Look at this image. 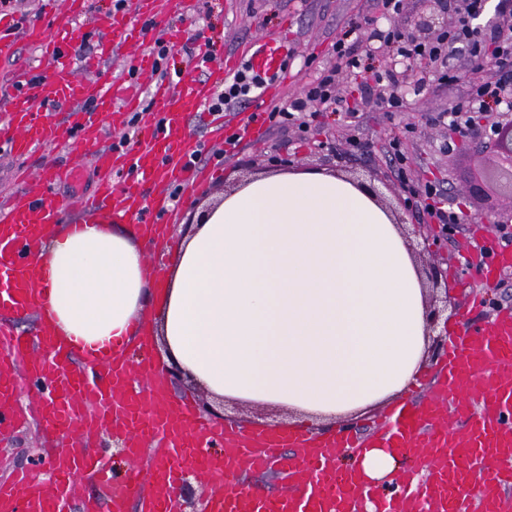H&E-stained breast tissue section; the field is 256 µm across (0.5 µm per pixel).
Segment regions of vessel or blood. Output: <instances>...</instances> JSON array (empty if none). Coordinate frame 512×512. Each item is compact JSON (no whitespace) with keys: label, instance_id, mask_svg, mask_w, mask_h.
Segmentation results:
<instances>
[{"label":"vessel or blood","instance_id":"1","mask_svg":"<svg viewBox=\"0 0 512 512\" xmlns=\"http://www.w3.org/2000/svg\"><path fill=\"white\" fill-rule=\"evenodd\" d=\"M86 4L67 0L64 17L51 28L36 23L21 28L15 15L0 11V61L10 60L23 41L38 48L44 62L0 79V102L7 106L0 143L21 157L76 140L96 171L95 191L79 198V205L111 209L116 224L140 218L143 236L160 243L166 236L161 218L173 212L168 187H196L207 178L193 162L187 121L203 114L235 68L213 61L210 45L200 44L204 77L180 78L174 90L156 85L161 117L146 125L137 148H101L98 113L116 121L138 111L140 102L123 85L76 77L70 47L82 36L78 21ZM174 6V0H130L128 11L100 15L98 47L87 67L137 44L142 35L137 19L156 18ZM244 58L259 71L280 74L288 49L261 40ZM61 104L70 110L67 123L40 119L41 111ZM127 169L135 180L118 181ZM81 171L78 164L45 166L0 208V307L14 316L36 308L39 276L32 258L59 222L57 185L77 180ZM478 250L486 281H499L512 270L511 249L487 239ZM0 344L9 349L0 367V442L11 440L25 421L17 398L29 380L50 388L36 417L54 451L50 479L20 469L0 480V512H100L105 506L125 512L132 500L140 502L141 512H179L173 491L190 469L212 484L207 512H363L368 503L373 512H404L408 503L430 504L431 512H512V314L450 337L434 394L417 407L396 410L394 427L367 440L347 433L317 440L298 429L236 433L233 426L207 422L188 404L172 401L151 362L130 361L108 346L77 352L44 324L29 336L0 326ZM78 355L87 365L104 366L105 379L89 381L73 365ZM103 433L122 439L131 460L147 459L148 475L131 469L114 477L106 461L87 454ZM371 442L409 457L396 492L371 487L357 467L337 466L335 449H363ZM288 447L294 454L286 458L282 451ZM274 467L293 481L289 496L258 498L231 480L244 469ZM86 472L103 487V500L86 498Z\"/></svg>","mask_w":512,"mask_h":512}]
</instances>
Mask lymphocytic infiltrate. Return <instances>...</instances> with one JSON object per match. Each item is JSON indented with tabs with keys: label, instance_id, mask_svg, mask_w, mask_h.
I'll use <instances>...</instances> for the list:
<instances>
[{
	"label": "lymphocytic infiltrate",
	"instance_id": "lymphocytic-infiltrate-1",
	"mask_svg": "<svg viewBox=\"0 0 512 512\" xmlns=\"http://www.w3.org/2000/svg\"><path fill=\"white\" fill-rule=\"evenodd\" d=\"M436 6L447 13L448 28L442 38L429 43L417 41L411 33L394 24L367 34L362 33L359 26L346 25L332 45L335 68L321 70L316 81L299 97L290 100L285 107L273 109L272 117L284 123L300 120L313 102L332 108L337 103L336 88L347 75L367 76L382 88L388 109L402 111L406 93L400 83L401 68L416 62L422 67V82L452 83L454 75L448 47L455 43L464 45L474 56L489 54L506 65L512 60V0H498V21L488 30L475 24L484 10L485 0H436ZM383 46L391 53V63L381 69L374 61ZM266 82L261 73L244 66L225 83L210 107L216 112L230 110L233 104L248 101L250 94ZM485 112L497 113L502 125L512 124V70L508 67L494 76H476L466 99L450 110L436 113L434 120L452 126L467 125L473 114Z\"/></svg>",
	"mask_w": 512,
	"mask_h": 512
}]
</instances>
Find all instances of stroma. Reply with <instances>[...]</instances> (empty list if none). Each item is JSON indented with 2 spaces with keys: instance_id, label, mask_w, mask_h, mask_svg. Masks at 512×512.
Masks as SVG:
<instances>
[{
  "instance_id": "1",
  "label": "stroma",
  "mask_w": 512,
  "mask_h": 512,
  "mask_svg": "<svg viewBox=\"0 0 512 512\" xmlns=\"http://www.w3.org/2000/svg\"><path fill=\"white\" fill-rule=\"evenodd\" d=\"M420 11L419 0H404L401 13L389 21L382 18L374 0H182L178 8L145 29L141 46L123 50L108 63L107 69L125 75L127 83L140 91L141 100L146 103L152 98L151 80L145 75L130 74L129 68L140 48H152L168 27L178 28L182 33L181 42L172 47L171 53L176 68L188 77L203 74L190 60L201 41L213 43L217 54L229 61L254 41L273 40L288 46V74L274 98L279 105L298 96L319 69L335 67L336 58L329 48L347 23L362 25L370 20L378 29L392 23L411 29ZM452 63L456 76L452 84L434 82L417 95L412 89L420 77V68L415 64L406 67L403 86L409 95L403 111H388L379 88L372 85L366 90L368 104L356 121L322 111L314 102L309 109L316 112L317 118L308 131H299L293 124L265 125L258 136L239 139L222 165L207 162L206 184L192 191L180 189L178 221L170 225L166 246L153 253V261L162 267L169 264L178 231L194 222L199 204L217 200L262 171H329L341 166L360 173L369 168L391 186H400L402 179L386 155L390 140L396 137L403 140L409 157L406 179L413 183L432 178L440 181L446 207H454L459 189L474 175L480 158L471 146H449L447 126L433 122L432 117L455 104L476 73L492 75L498 66L490 57L471 58L462 47L457 49ZM77 159L78 150L73 144L24 157L0 153V205H5L8 196L18 190L19 178L36 174L48 162L68 164ZM95 187V173L89 167L84 168L79 180L58 185L56 192L64 204L61 223L78 224L84 220L85 210L74 207L72 201L92 195ZM415 221L422 224L423 230L407 234L412 251L428 262L447 265L448 314L452 322L468 318L472 323L486 324L494 314L485 303L490 296L501 299L503 307L512 308V273L504 276L502 285H486L480 282L471 263L473 249L479 243V225L494 226L495 236L504 238L506 246L512 248L511 197L493 192L488 198L470 200L464 223L456 225L447 239L426 213H417ZM46 452L40 426L29 423L11 442L0 443V479L29 467L30 455Z\"/></svg>"
}]
</instances>
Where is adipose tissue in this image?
Listing matches in <instances>:
<instances>
[{"label": "adipose tissue", "instance_id": "adipose-tissue-1", "mask_svg": "<svg viewBox=\"0 0 512 512\" xmlns=\"http://www.w3.org/2000/svg\"><path fill=\"white\" fill-rule=\"evenodd\" d=\"M32 262L42 310L88 348H161L211 399L278 407L287 427L381 409L418 384L434 333L418 266L363 186L319 170L257 176L183 232L163 287L144 246L108 212L58 226ZM393 482L400 455L355 461Z\"/></svg>", "mask_w": 512, "mask_h": 512}]
</instances>
